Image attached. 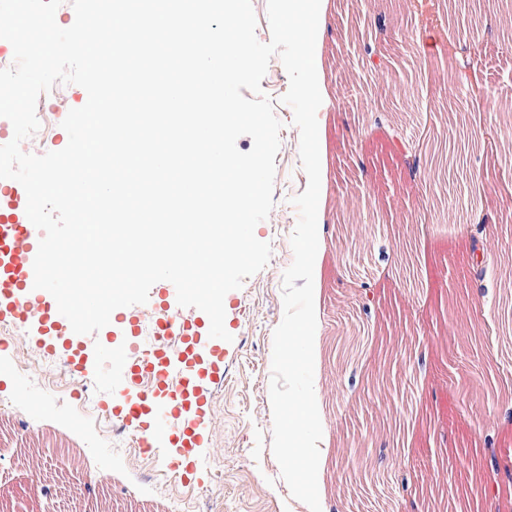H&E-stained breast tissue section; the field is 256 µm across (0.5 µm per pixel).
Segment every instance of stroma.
Listing matches in <instances>:
<instances>
[{"label": "stroma", "mask_w": 512, "mask_h": 512, "mask_svg": "<svg viewBox=\"0 0 512 512\" xmlns=\"http://www.w3.org/2000/svg\"><path fill=\"white\" fill-rule=\"evenodd\" d=\"M363 0H321L315 52L322 104L317 111L321 188L314 265L317 319L314 382L323 428L318 471L323 512H494L476 496L473 475L494 430L512 451V44L484 37L467 55L468 74L485 90L483 113L456 112L448 71V0H383L392 65L360 80L343 33L373 23ZM263 91L282 123L271 216L255 235L269 243L268 264L224 298V378L210 383L208 440L184 482L163 465L147 468L114 447L113 391L103 376L109 356L134 342L118 326L85 337L87 353L54 340L17 366L0 344V512H199L198 493L223 480L210 512H310L292 497L271 449L272 336L283 319L284 271L307 186L293 110L280 101L284 67L268 70ZM45 120L29 142L42 155L63 149L61 123L85 105L86 91L56 84L39 97ZM385 105L414 137L443 150L459 144L454 163L434 159L429 177L411 180L405 151L371 111ZM495 133L485 140L482 132ZM490 213L486 275L469 267L464 196ZM372 284L363 307L358 282ZM499 335L484 334L486 321ZM413 471L415 496L397 477Z\"/></svg>", "instance_id": "obj_1"}]
</instances>
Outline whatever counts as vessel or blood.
Wrapping results in <instances>:
<instances>
[{
	"label": "vessel or blood",
	"instance_id": "1",
	"mask_svg": "<svg viewBox=\"0 0 512 512\" xmlns=\"http://www.w3.org/2000/svg\"><path fill=\"white\" fill-rule=\"evenodd\" d=\"M40 238L32 222L0 224V315L52 328L62 318L57 303L33 287ZM111 320L129 332L151 326L155 338L149 349H129L112 365L113 374L120 378L116 400L124 419L149 412L155 433L174 436L186 428L190 431L187 450L205 447L203 422L185 418L187 403L206 405L208 389L183 350L190 325L176 292L164 289L160 305L152 309L141 305L116 309Z\"/></svg>",
	"mask_w": 512,
	"mask_h": 512
}]
</instances>
